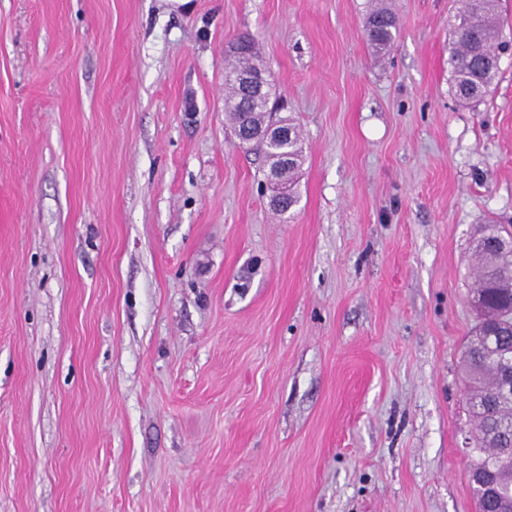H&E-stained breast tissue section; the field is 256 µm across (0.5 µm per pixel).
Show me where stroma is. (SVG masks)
<instances>
[{
    "label": "stroma",
    "instance_id": "obj_1",
    "mask_svg": "<svg viewBox=\"0 0 512 512\" xmlns=\"http://www.w3.org/2000/svg\"><path fill=\"white\" fill-rule=\"evenodd\" d=\"M0 0V512H477L472 249L512 226V49L459 0ZM255 40L300 133L275 213L224 114ZM374 2L365 18L364 31L374 54L381 56L393 45L397 34V20L393 11L380 3L385 2L384 0ZM451 24L448 63L459 103L470 105L490 89L499 72L500 0H462Z\"/></svg>",
    "mask_w": 512,
    "mask_h": 512
}]
</instances>
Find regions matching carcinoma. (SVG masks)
<instances>
[{"mask_svg":"<svg viewBox=\"0 0 512 512\" xmlns=\"http://www.w3.org/2000/svg\"><path fill=\"white\" fill-rule=\"evenodd\" d=\"M500 0H462V7L451 24L452 41L448 63L459 103L470 105L490 89L499 72L496 52L501 34ZM367 41L375 55L385 54L397 34L393 11L375 0L364 22ZM254 45L249 54L229 64L233 72L248 67L260 73ZM224 112L239 127L247 122L262 125L271 118L268 102L241 107L243 97L236 79L226 76ZM482 242L474 247L480 258L478 286L473 295L483 299L481 317L462 352V364L472 400L475 436L470 451L472 468L496 470L497 484L512 486V403L498 398L500 368L491 354L499 347L512 350V233L497 224L480 228Z\"/></svg>","mask_w":512,"mask_h":512,"instance_id":"1","label":"carcinoma"}]
</instances>
